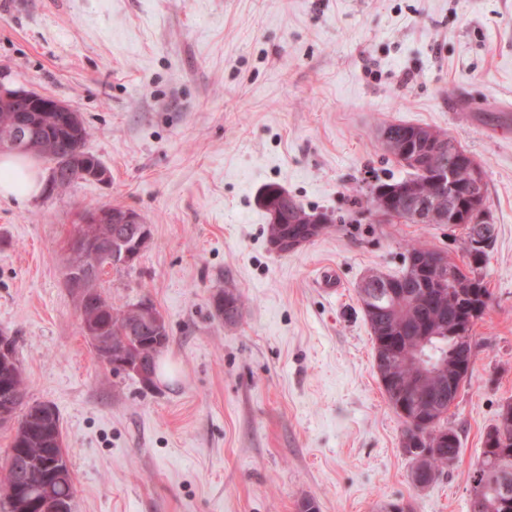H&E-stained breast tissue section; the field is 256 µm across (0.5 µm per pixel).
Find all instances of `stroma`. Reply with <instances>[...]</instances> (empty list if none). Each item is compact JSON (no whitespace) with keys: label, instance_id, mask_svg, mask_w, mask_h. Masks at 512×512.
I'll list each match as a JSON object with an SVG mask.
<instances>
[{"label":"stroma","instance_id":"35a3bbf8","mask_svg":"<svg viewBox=\"0 0 512 512\" xmlns=\"http://www.w3.org/2000/svg\"><path fill=\"white\" fill-rule=\"evenodd\" d=\"M0 83L80 112L106 182L0 199V333L26 395L60 415L72 512H469L489 429L512 404V0H0ZM447 131L480 164L496 239L491 299L448 413L461 442L412 484L358 286L421 239L459 261L462 228L378 220L363 202L407 172L382 122ZM277 184L331 214L285 255L257 203ZM140 212L152 237L112 269L114 306L150 299L168 379L102 364L64 283L84 209ZM333 272L337 289L322 287ZM231 288L236 323L212 297Z\"/></svg>","mask_w":512,"mask_h":512}]
</instances>
